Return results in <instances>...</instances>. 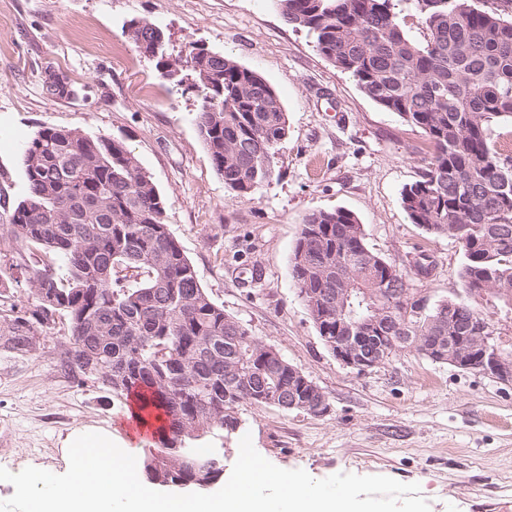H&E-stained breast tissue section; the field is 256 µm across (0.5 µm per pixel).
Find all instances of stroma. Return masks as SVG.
<instances>
[{
	"mask_svg": "<svg viewBox=\"0 0 512 512\" xmlns=\"http://www.w3.org/2000/svg\"><path fill=\"white\" fill-rule=\"evenodd\" d=\"M134 18L165 32L169 55L191 39L268 81L288 118L281 179L247 198L225 186L194 122L196 92L136 49L124 32ZM57 78L68 93L51 91ZM43 127L123 141L164 196L203 288L326 395L321 416L243 407L260 455L315 479L419 484L430 512H512V386L411 349L357 372L327 349L298 296L290 260L304 216L343 208L391 262L435 256L419 286L427 304L469 300L459 243L425 233L402 207L428 153L424 134L319 55L274 0H0V212L24 198L22 152ZM68 335L61 318L35 356L0 350V467L64 473L78 429L111 432L137 456L149 448L127 424V401L60 370Z\"/></svg>",
	"mask_w": 512,
	"mask_h": 512,
	"instance_id": "stroma-1",
	"label": "stroma"
}]
</instances>
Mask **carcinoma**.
<instances>
[{"label": "carcinoma", "instance_id": "1", "mask_svg": "<svg viewBox=\"0 0 512 512\" xmlns=\"http://www.w3.org/2000/svg\"><path fill=\"white\" fill-rule=\"evenodd\" d=\"M285 22L313 38L316 51L350 74L380 107L427 137L418 179L404 188L412 223L451 234L465 261L460 277L473 299L512 307V154L495 128L512 124V0L492 10L474 0H410L427 31L421 42L404 29L401 0H275ZM125 34L161 73L187 70L201 90L194 121L224 184L248 197L281 175L278 146L288 121L277 92L255 70L185 43L169 60L158 26L136 19ZM27 192L0 217V288L25 281L34 303H0V348L34 354L56 318L69 322L60 367L112 395L143 396L142 412L161 416L159 440L145 453L147 481L208 489L224 477V443L244 427L242 407L310 414L321 396L309 377L276 348L251 335L202 287L197 271L165 223V201L134 153L116 139L77 129L39 130L22 153ZM292 276L319 335H336V308L346 295V324L382 317L402 337L369 347L390 359L433 348L448 363V325L410 288L390 300V284L427 281L437 262L424 250L398 268L366 241L344 209L308 213L293 251ZM453 335L494 325L478 306ZM220 440L203 448L207 436Z\"/></svg>", "mask_w": 512, "mask_h": 512}]
</instances>
